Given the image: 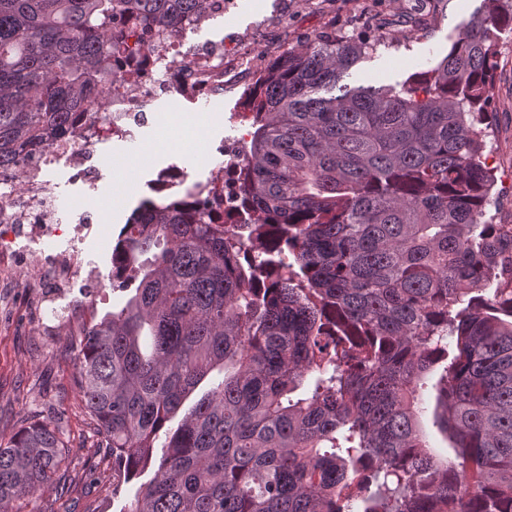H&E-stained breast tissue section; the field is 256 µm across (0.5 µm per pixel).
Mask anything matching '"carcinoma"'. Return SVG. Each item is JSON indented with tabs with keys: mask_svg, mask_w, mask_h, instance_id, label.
Wrapping results in <instances>:
<instances>
[{
	"mask_svg": "<svg viewBox=\"0 0 512 512\" xmlns=\"http://www.w3.org/2000/svg\"><path fill=\"white\" fill-rule=\"evenodd\" d=\"M485 2L412 87L342 83L376 44L334 35L261 70L249 224L181 197L134 209L110 277L135 293L85 327L74 379L112 479L153 469L123 512H512V233L483 220L482 161L512 7ZM208 16V0H0V174L103 98L125 27L146 43ZM267 224L281 245L238 263ZM439 367L446 459L419 422ZM65 451L57 420L24 419L0 445V512L64 488Z\"/></svg>",
	"mask_w": 512,
	"mask_h": 512,
	"instance_id": "1",
	"label": "carcinoma"
}]
</instances>
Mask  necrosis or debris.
<instances>
[{
  "mask_svg": "<svg viewBox=\"0 0 512 512\" xmlns=\"http://www.w3.org/2000/svg\"><path fill=\"white\" fill-rule=\"evenodd\" d=\"M262 46L258 38L249 42L235 39L192 58L184 52L180 40L171 36L153 40L135 50L121 65L124 79L102 77L100 86L107 98L106 105H92L81 114L76 123L77 135L72 141L58 142L37 151L21 171L25 183L22 195H14L11 177L0 178V272L10 269L16 243L28 233L67 241L66 247L58 249L51 259L32 267V280L45 281L62 289L79 276L83 253L88 242L97 236L98 229L90 223L80 232L70 233V219L59 211L55 192L43 178L44 169L64 158L78 179L92 181L94 170L85 155L89 146L126 134L131 122L145 115L159 95H168L178 102L190 95L211 97L226 89L249 85L252 59L259 55ZM159 59L166 62L169 72V80L164 84L155 83L150 77ZM249 139L248 124H241L236 137L237 150L224 155L223 177L194 189L200 196L214 191L224 194V205L211 212L214 223L241 224L246 220L239 202L232 200L231 195L247 177L242 147Z\"/></svg>",
  "mask_w": 512,
  "mask_h": 512,
  "instance_id": "necrosis-or-debris-1",
  "label": "necrosis or debris"
}]
</instances>
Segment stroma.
I'll list each match as a JSON object with an SVG mask.
<instances>
[{
	"instance_id": "stroma-1",
	"label": "stroma",
	"mask_w": 512,
	"mask_h": 512,
	"mask_svg": "<svg viewBox=\"0 0 512 512\" xmlns=\"http://www.w3.org/2000/svg\"><path fill=\"white\" fill-rule=\"evenodd\" d=\"M482 6L483 0H237L231 17L211 18L180 39L185 48L194 49L232 35L247 40L262 32L265 49L254 62L258 70L283 48L303 47L320 35L367 39L377 48L350 70L346 83L397 87L434 68ZM493 41L497 66L483 159L494 186L485 217L512 224V191L504 186L512 174V29L494 31ZM243 110L238 92L178 104L164 96L152 103L147 123L133 128L128 137L93 147L97 182L77 181L63 159L44 174L56 188L61 209L90 216L99 229L87 247L94 277L80 275L75 287L63 291L44 283L31 285V264L52 253L55 245L23 238L7 285L0 288V437H9L27 417L57 414L70 447L64 492L49 489L42 495L41 505L49 512H121L137 485L113 488L112 457L101 448L73 382L79 339L63 324L54 334L42 333L34 302L52 298L54 307L71 308L89 322L122 306L129 292L113 287L109 278L121 227L149 196L150 183L160 171L185 169L187 185L213 178L225 152L235 145ZM133 143L138 153L127 154Z\"/></svg>"
}]
</instances>
